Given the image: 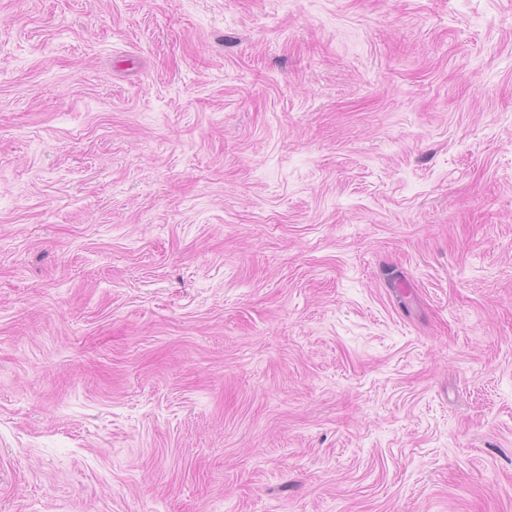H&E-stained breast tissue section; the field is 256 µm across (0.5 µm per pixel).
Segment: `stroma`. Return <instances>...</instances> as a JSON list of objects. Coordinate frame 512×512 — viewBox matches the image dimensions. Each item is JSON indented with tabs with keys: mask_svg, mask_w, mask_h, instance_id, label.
<instances>
[{
	"mask_svg": "<svg viewBox=\"0 0 512 512\" xmlns=\"http://www.w3.org/2000/svg\"><path fill=\"white\" fill-rule=\"evenodd\" d=\"M0 512H512V0H0Z\"/></svg>",
	"mask_w": 512,
	"mask_h": 512,
	"instance_id": "35a3bbf8",
	"label": "stroma"
}]
</instances>
